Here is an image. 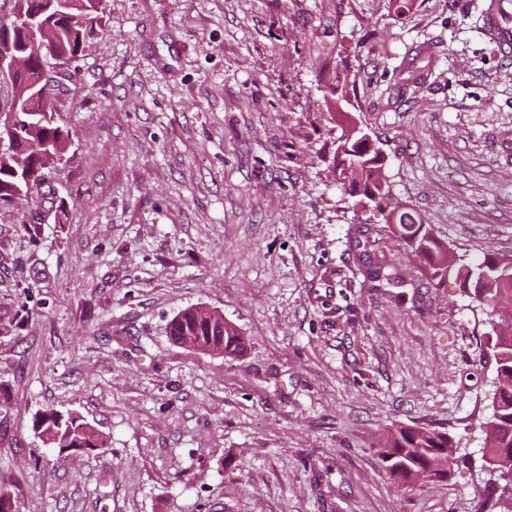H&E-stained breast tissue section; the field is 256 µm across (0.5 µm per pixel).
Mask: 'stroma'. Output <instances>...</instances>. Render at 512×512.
<instances>
[{
  "label": "stroma",
  "mask_w": 512,
  "mask_h": 512,
  "mask_svg": "<svg viewBox=\"0 0 512 512\" xmlns=\"http://www.w3.org/2000/svg\"><path fill=\"white\" fill-rule=\"evenodd\" d=\"M486 9L106 0L108 35L59 69L68 163L0 205V490L24 512H500L487 316L333 163L358 125L451 253L512 259V56ZM360 226L398 286L353 261ZM191 307L244 353L174 343ZM49 408L106 450L60 456L32 429ZM394 423L453 433L448 479H390Z\"/></svg>",
  "instance_id": "35a3bbf8"
}]
</instances>
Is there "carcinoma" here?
<instances>
[{"label": "carcinoma", "mask_w": 512, "mask_h": 512, "mask_svg": "<svg viewBox=\"0 0 512 512\" xmlns=\"http://www.w3.org/2000/svg\"><path fill=\"white\" fill-rule=\"evenodd\" d=\"M57 35L51 49V62L61 65L82 56L88 43L108 33L105 9L99 0H68L67 15L54 21ZM71 132H65L42 112H22L20 121L6 146L0 149V201L11 203L28 198L48 179V172L41 170L38 150L48 142L67 143ZM384 156L360 136L357 126H352L339 137L334 167L337 181L343 191L352 196H362L374 201L386 211V224L390 232L404 245L406 251L423 261L431 278L443 282L452 277L459 285L474 292L476 299L501 314L500 305L512 306V260H503L488 254L478 263L463 262L448 252V248L434 235L428 224L416 222L399 202L392 201L391 187L382 178ZM371 229L359 227L353 237V248L358 250L355 259L365 269V276L372 281L388 284L401 283V277L392 267L376 263L366 249ZM170 336L180 343L187 336L196 341V349L204 351L211 345L224 346V354L239 356L244 351V341L239 331L224 317L204 308H189L179 312L171 321ZM489 341L497 348L496 380L499 399L492 400L497 411L496 426L489 433L487 447L495 451L512 448V333L495 335ZM56 411L46 410L36 416L33 431L56 448L70 451L102 450L106 442L77 416L68 415L70 424L60 426L54 420ZM454 447L452 436L427 427L394 425L378 449L394 482H416L428 473L430 462L437 459L441 448Z\"/></svg>", "instance_id": "carcinoma-1"}]
</instances>
